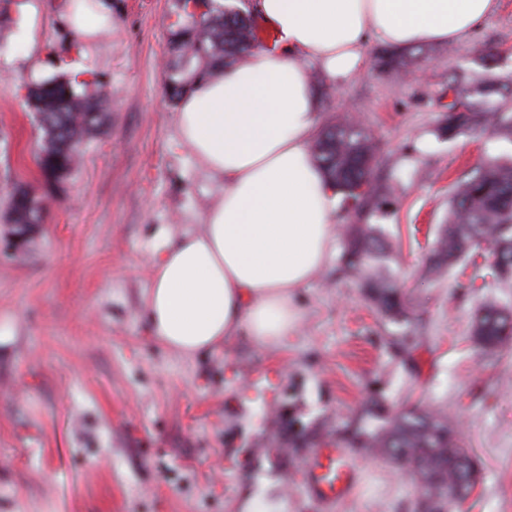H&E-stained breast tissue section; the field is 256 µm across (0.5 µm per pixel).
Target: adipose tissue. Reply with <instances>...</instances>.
I'll return each instance as SVG.
<instances>
[{
  "instance_id": "ef3b65f1",
  "label": "adipose tissue",
  "mask_w": 512,
  "mask_h": 512,
  "mask_svg": "<svg viewBox=\"0 0 512 512\" xmlns=\"http://www.w3.org/2000/svg\"><path fill=\"white\" fill-rule=\"evenodd\" d=\"M501 0H252L272 43L197 83L179 105V137L222 182L200 233L153 262L145 310L158 342L185 357L246 332L287 342L300 322L294 293L336 243L337 195L310 145L317 92L305 64L331 79L362 70L376 39L404 50L465 39ZM81 41L112 27L109 0H64Z\"/></svg>"
}]
</instances>
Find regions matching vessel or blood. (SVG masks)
Returning <instances> with one entry per match:
<instances>
[{"mask_svg":"<svg viewBox=\"0 0 512 512\" xmlns=\"http://www.w3.org/2000/svg\"><path fill=\"white\" fill-rule=\"evenodd\" d=\"M302 472L308 496L324 510L349 498L361 478L356 454L339 447L313 449Z\"/></svg>","mask_w":512,"mask_h":512,"instance_id":"obj_1","label":"vessel or blood"}]
</instances>
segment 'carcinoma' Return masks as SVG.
I'll list each match as a JSON object with an SVG mask.
<instances>
[{
  "instance_id": "1",
  "label": "carcinoma",
  "mask_w": 512,
  "mask_h": 512,
  "mask_svg": "<svg viewBox=\"0 0 512 512\" xmlns=\"http://www.w3.org/2000/svg\"><path fill=\"white\" fill-rule=\"evenodd\" d=\"M172 54L180 64L167 74L170 97H181L196 79L217 68H227L257 47L250 23L210 9L200 22L194 20L172 32ZM375 66L399 74L404 56L392 49L374 51ZM77 81L53 78L29 89L31 108L41 114L43 144L36 155L38 168L67 174L78 165L67 142L100 126L109 111L110 98L90 100L76 91ZM448 138L504 132L512 139V114L502 111L450 112L442 127ZM312 152L325 178L342 194L351 213L347 224L345 269L356 276L365 294L388 317L408 320L409 312L392 276L390 247L379 224L369 223L384 194L374 184L378 147L363 123L343 116L323 127ZM6 220L40 221L42 198L24 187L10 199ZM487 254L489 276L512 281V159L491 158L456 182L448 202V217L433 242L427 272L441 277L456 265ZM471 337L484 354L512 343V304L497 297L487 299L476 311ZM376 424L361 429L357 448H368L406 469L417 488L418 512H447L465 500L481 481L476 460L459 447L457 432L448 416L426 408L384 412L377 401L363 407L362 417Z\"/></svg>"
}]
</instances>
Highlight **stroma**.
I'll list each match as a JSON object with an SVG mask.
<instances>
[{"label":"stroma","mask_w":512,"mask_h":512,"mask_svg":"<svg viewBox=\"0 0 512 512\" xmlns=\"http://www.w3.org/2000/svg\"><path fill=\"white\" fill-rule=\"evenodd\" d=\"M0 0V215L14 186L46 196L43 222L18 255L0 242V512H239L249 496L316 512L300 477L313 448L347 444L363 405L445 413L482 480L452 512H512V347L471 340L472 318L512 283L475 278L476 256L438 281L424 270L456 181L486 158L512 156L489 133L448 139L440 127L454 75L496 91L478 109L512 111V0L469 37L432 45L400 76L365 67L325 80L319 125L357 116L380 149L374 216L411 316L388 320L333 253L296 296L297 332L278 349L245 335L186 358L151 334V264L200 230L218 182L181 145L165 90L177 0H112V28L86 45L60 21L62 0ZM65 75L85 94L112 90L81 162L48 191L29 85ZM413 334L412 354L401 349ZM356 493L332 512H415L416 489L359 449Z\"/></svg>","instance_id":"1"}]
</instances>
